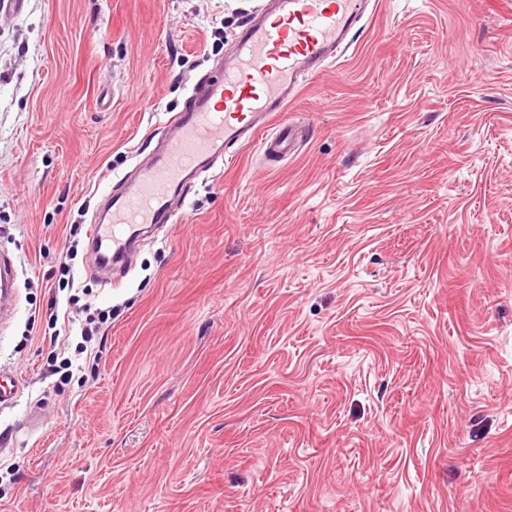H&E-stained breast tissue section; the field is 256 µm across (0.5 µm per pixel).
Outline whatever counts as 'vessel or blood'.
I'll list each match as a JSON object with an SVG mask.
<instances>
[{"instance_id": "obj_1", "label": "vessel or blood", "mask_w": 512, "mask_h": 512, "mask_svg": "<svg viewBox=\"0 0 512 512\" xmlns=\"http://www.w3.org/2000/svg\"><path fill=\"white\" fill-rule=\"evenodd\" d=\"M369 0H264L236 36V50L185 111L170 116L162 138L120 190L106 193L88 229L104 284L129 254L145 246L151 230L176 221L175 197L212 171L229 148L259 143L269 157L290 155L297 140L284 113L307 77L348 49ZM280 131L264 135L273 119ZM17 268L0 252V320L17 305ZM21 379L0 373V409L13 404Z\"/></svg>"}]
</instances>
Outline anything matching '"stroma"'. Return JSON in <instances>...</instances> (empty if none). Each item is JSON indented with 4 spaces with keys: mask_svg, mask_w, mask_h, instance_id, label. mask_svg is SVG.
I'll return each mask as SVG.
<instances>
[{
    "mask_svg": "<svg viewBox=\"0 0 512 512\" xmlns=\"http://www.w3.org/2000/svg\"><path fill=\"white\" fill-rule=\"evenodd\" d=\"M260 3L0 18V512H512V0H376L295 154L230 148L118 286L88 270L83 223ZM17 268L8 251L0 252V320L5 322L13 316L17 305ZM21 389V378L13 373H0V410L13 404Z\"/></svg>",
    "mask_w": 512,
    "mask_h": 512,
    "instance_id": "obj_1",
    "label": "stroma"
}]
</instances>
